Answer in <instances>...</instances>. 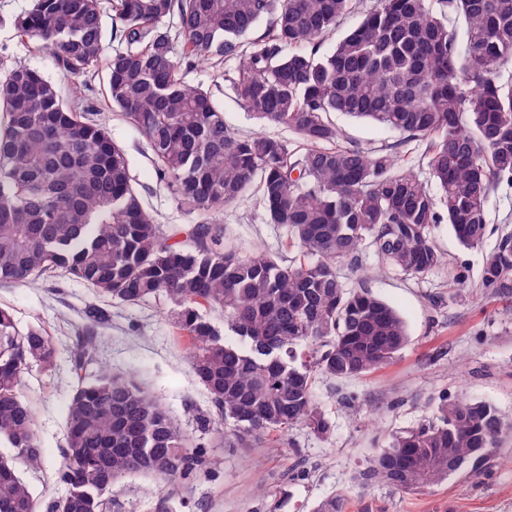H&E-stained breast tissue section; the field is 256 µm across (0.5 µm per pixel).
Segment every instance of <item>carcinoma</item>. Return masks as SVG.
I'll use <instances>...</instances> for the list:
<instances>
[{
    "label": "carcinoma",
    "mask_w": 512,
    "mask_h": 512,
    "mask_svg": "<svg viewBox=\"0 0 512 512\" xmlns=\"http://www.w3.org/2000/svg\"><path fill=\"white\" fill-rule=\"evenodd\" d=\"M358 0H111L107 64L112 107L144 137L156 175L194 223L186 239L156 224L108 128L64 99L41 72L0 54V285L58 274L109 303L159 296L186 341L190 368L214 417L201 429L237 448L272 445L298 425L325 438L319 375L362 377L408 343L401 315L367 288H350L368 244L411 277L444 260L448 225L464 247L482 243L491 194L512 184V0H376L333 47L326 40ZM102 0H34L15 17L20 37L50 51L78 79L105 51ZM176 20L180 47L167 21ZM262 35L252 32L262 22ZM236 59L230 82L259 120L296 135L300 149L241 137L186 74ZM339 113L425 144L429 180L397 153L344 140ZM255 193L295 257L224 243L216 215ZM481 280L512 295V233L484 258ZM219 309L228 341L207 320ZM95 343L70 350L79 376L68 407L63 494L43 502L21 475L44 450L26 376L56 366L42 326L19 327L0 306V512H112V486L146 477L162 487L206 462L187 433L131 375L99 364ZM512 439L487 403L440 398L436 421L401 431L378 451L365 483L409 492L463 470L477 473ZM332 494L313 512H346Z\"/></svg>",
    "instance_id": "1"
}]
</instances>
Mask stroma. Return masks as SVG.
Returning <instances> with one entry per match:
<instances>
[{
  "label": "stroma",
  "mask_w": 512,
  "mask_h": 512,
  "mask_svg": "<svg viewBox=\"0 0 512 512\" xmlns=\"http://www.w3.org/2000/svg\"><path fill=\"white\" fill-rule=\"evenodd\" d=\"M31 4L0 0V49L69 95L77 81L57 68L48 50L18 37L11 24ZM235 67L232 60L204 63L186 79L209 89L234 132H261L296 146L293 133L263 123L238 102L229 82ZM104 75L100 64L80 81L83 108L125 150L131 176L156 222L168 231L188 227L191 217L156 178L145 139L120 112L107 107ZM335 121L363 148L398 146L403 163L426 174L422 144L397 145L396 135L367 121L342 115ZM217 220L226 243L242 252L260 247L284 259L292 255L284 231L268 224L258 197L225 209ZM510 230L512 186L503 184L491 198L482 244L463 247L447 225H440L436 240L445 262L426 276L403 275L364 249L361 268L346 271L347 281L394 307L407 325L409 342L392 364L373 374L317 377L316 399L331 418L330 437L324 440L297 427L271 448H210L204 469L164 489L144 478H125L112 489V512H312L336 492L345 494L348 512H512V441L502 449L503 461L480 474L464 471L415 492L399 493L382 483L365 486L356 479L393 434L434 421L440 396L489 403L512 422V299L483 288L480 276L484 253ZM96 302L90 288L61 275L34 286L0 287V306L10 307L20 325H43L61 350L53 370H35L27 377L45 463L24 478L42 499L62 492L55 469L67 405L77 386L67 349L85 329L96 338L97 361L133 375L189 433H197L200 417L212 411L189 367L186 343L168 318L166 298L136 306L103 303L105 317L92 325L85 311ZM354 398L366 403L358 421L348 407Z\"/></svg>",
  "instance_id": "stroma-1"
}]
</instances>
